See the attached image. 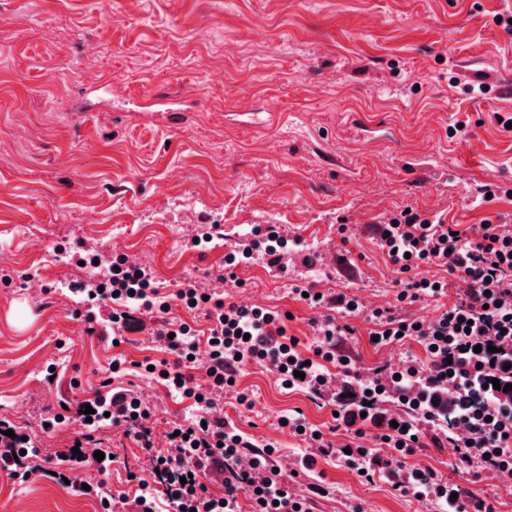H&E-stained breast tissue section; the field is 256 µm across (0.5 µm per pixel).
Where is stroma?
Wrapping results in <instances>:
<instances>
[{
    "instance_id": "35a3bbf8",
    "label": "stroma",
    "mask_w": 512,
    "mask_h": 512,
    "mask_svg": "<svg viewBox=\"0 0 512 512\" xmlns=\"http://www.w3.org/2000/svg\"><path fill=\"white\" fill-rule=\"evenodd\" d=\"M498 14H512V0H0V272L11 277L0 281V418L42 452L63 451L78 431L63 406L109 377L155 404L152 428L198 413L142 367L165 357L153 320L117 347L88 334L68 286L86 275L74 251L91 245L135 258L167 294L217 281L245 233L279 224L290 238L285 270L237 266L231 293L288 313L301 349L314 343L319 312L296 291L311 279L370 309L432 318L460 279L434 270L446 296L398 302L401 274L374 226L409 208L512 228V130L501 123L512 116V34L494 24ZM487 183L502 196L485 199ZM206 224L222 225L223 239L185 249ZM348 324L340 348L363 371L426 357L414 341L371 344L364 317ZM337 395L312 399L251 365L220 410L296 461L308 442L281 417L302 413L336 439ZM93 437L118 460L91 482L125 491L141 448L107 423ZM406 462L512 512L500 476L447 449ZM298 482L327 491L311 512L431 508L330 457ZM0 512L106 509L103 496L0 470Z\"/></svg>"
}]
</instances>
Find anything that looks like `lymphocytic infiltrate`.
I'll use <instances>...</instances> for the list:
<instances>
[{
  "label": "lymphocytic infiltrate",
  "instance_id": "f902f5d3",
  "mask_svg": "<svg viewBox=\"0 0 512 512\" xmlns=\"http://www.w3.org/2000/svg\"><path fill=\"white\" fill-rule=\"evenodd\" d=\"M377 233L390 262L408 275L401 283L399 300L434 293L436 282L429 276L434 268L458 274L467 284L449 309L430 320L402 317L388 308L372 310V334L378 343L416 339L424 343L429 356L425 363L407 360L395 376L381 366L362 375L339 353L336 339L349 327L337 322L336 313L355 317L361 312L351 294L333 292L323 301L307 297V304L324 302L331 309L317 323L319 345L307 354L299 350L298 339L288 335L285 316L276 310L220 298L211 301L190 284L169 297L160 293L141 264L92 253L105 273L76 283L74 289L111 303V311L100 321L102 335L120 340L128 312L160 315L156 339L177 359L156 364L155 375L169 389L200 400L209 409L191 423H170L168 446L158 448L143 424L150 414L147 402L131 390H118L103 381L92 408L139 442L153 470L150 479H139L134 490L122 494L124 512H155L161 501L170 512H240L245 505L251 512H310L308 498L296 494L290 475L273 461L272 449L253 448L236 426L213 413L219 394L245 364L253 362L279 369L288 387H304L315 397L323 396L330 381L322 362L335 364L344 391H355L366 402L376 433L358 427V415L350 410L344 420L355 431L344 443L320 441L318 433L308 431L298 418L291 419V429L316 441L320 455L336 456L363 472L365 479L378 475L393 480L402 493L431 496L446 503L448 512H466L453 498V486L434 468L404 471L403 457L446 441L460 459L480 457L486 472L512 470V405L483 388L484 381L495 378L502 364L512 359V235L493 224L467 231L414 212L390 218L378 225ZM287 245L278 226L269 225L264 245L253 240L240 243L225 264L234 267L249 261L260 247L268 266L277 267ZM176 301L187 309L205 311L211 323L207 336H196L187 324L169 319ZM200 366L205 369L201 383L194 375ZM390 402L409 406L413 419L384 421L380 411ZM460 425L467 436L456 434ZM11 427L10 421L0 420V468L16 473L26 464L39 463L42 456L29 442L8 437Z\"/></svg>",
  "mask_w": 512,
  "mask_h": 512
}]
</instances>
